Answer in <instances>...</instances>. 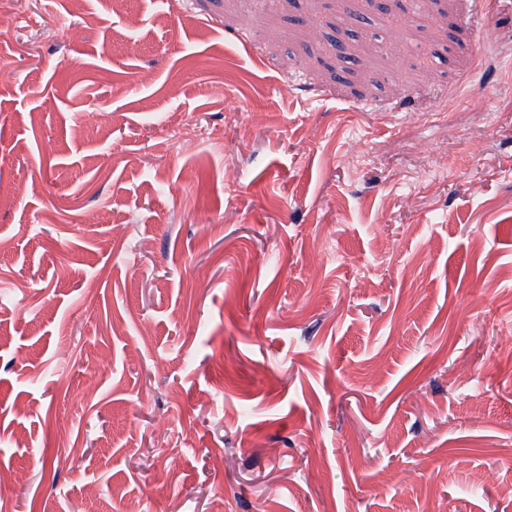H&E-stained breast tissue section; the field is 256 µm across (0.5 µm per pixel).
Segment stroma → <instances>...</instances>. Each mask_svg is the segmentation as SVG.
Returning <instances> with one entry per match:
<instances>
[{
	"label": "stroma",
	"mask_w": 512,
	"mask_h": 512,
	"mask_svg": "<svg viewBox=\"0 0 512 512\" xmlns=\"http://www.w3.org/2000/svg\"><path fill=\"white\" fill-rule=\"evenodd\" d=\"M2 15L0 512H512V10Z\"/></svg>",
	"instance_id": "1"
}]
</instances>
